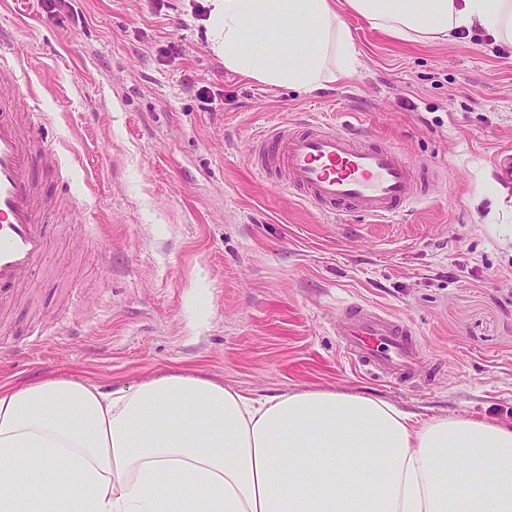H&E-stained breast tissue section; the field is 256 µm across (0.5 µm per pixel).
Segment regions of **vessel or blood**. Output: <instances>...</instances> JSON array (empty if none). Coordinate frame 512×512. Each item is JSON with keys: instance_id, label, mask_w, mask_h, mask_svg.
<instances>
[{"instance_id": "b4317fda", "label": "vessel or blood", "mask_w": 512, "mask_h": 512, "mask_svg": "<svg viewBox=\"0 0 512 512\" xmlns=\"http://www.w3.org/2000/svg\"><path fill=\"white\" fill-rule=\"evenodd\" d=\"M0 308L15 305L18 293L43 260L47 204L43 171L56 148L41 140L43 113L19 119L14 96L24 92L15 76L0 71ZM351 122L311 118L300 127L273 122L258 140V175L282 192L298 190L303 201L330 216L356 211L393 222L426 199L419 163L388 142L370 144ZM340 348L353 367L367 375L405 383L422 356L412 327L374 307L346 306L337 323Z\"/></svg>"}]
</instances>
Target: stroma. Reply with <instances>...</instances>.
Masks as SVG:
<instances>
[{
    "label": "stroma",
    "instance_id": "obj_1",
    "mask_svg": "<svg viewBox=\"0 0 512 512\" xmlns=\"http://www.w3.org/2000/svg\"><path fill=\"white\" fill-rule=\"evenodd\" d=\"M72 3L52 17L0 0V54L59 152L46 179H71L81 208L47 216L0 382L198 370L257 398L350 389L422 419L512 422V44L478 29L401 41L353 14L354 74L306 92L226 69L205 0ZM349 115L426 165L430 195L400 221L326 217L254 170L268 121ZM351 302L411 324L425 355L411 382L355 371L336 336Z\"/></svg>",
    "mask_w": 512,
    "mask_h": 512
}]
</instances>
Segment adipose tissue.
I'll return each mask as SVG.
<instances>
[{"label":"adipose tissue","mask_w":512,"mask_h":512,"mask_svg":"<svg viewBox=\"0 0 512 512\" xmlns=\"http://www.w3.org/2000/svg\"><path fill=\"white\" fill-rule=\"evenodd\" d=\"M210 2L225 67L288 87L354 70L349 13L401 40L476 28L512 43V0ZM470 460L485 479L466 488ZM0 512H512V423L421 419L330 389L254 399L199 371L107 391L67 375L5 382Z\"/></svg>","instance_id":"1"}]
</instances>
